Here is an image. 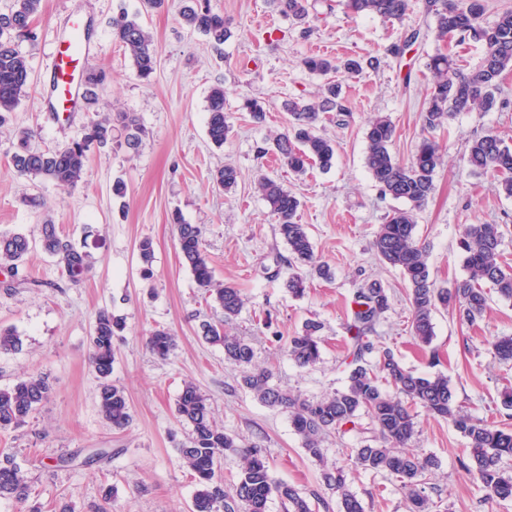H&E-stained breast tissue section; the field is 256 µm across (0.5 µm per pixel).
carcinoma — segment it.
Returning a JSON list of instances; mask_svg holds the SVG:
<instances>
[{
	"instance_id": "carcinoma-1",
	"label": "carcinoma",
	"mask_w": 512,
	"mask_h": 512,
	"mask_svg": "<svg viewBox=\"0 0 512 512\" xmlns=\"http://www.w3.org/2000/svg\"><path fill=\"white\" fill-rule=\"evenodd\" d=\"M274 3L280 13L299 23L315 9L314 0H274ZM40 5L41 0H15L9 12L0 13V128L8 123L9 115L26 96L31 84L30 70L16 39L33 36L30 25ZM346 7L356 14L398 20L409 11L411 3L410 0H346ZM425 8L434 18L436 39L444 45L427 64L431 86L423 113L425 128L441 129L460 112H493L504 108L506 101L500 94L503 74L512 71V10L501 12L487 24L482 22L486 11L484 0H425ZM181 18L189 30L209 36L217 45L224 43L228 21L208 5L190 0V4L182 7ZM112 35L131 57L137 76L150 80L158 55L152 35L125 13L113 21ZM466 41H476L484 47L480 64L469 72L462 69L452 52V48ZM304 65L322 76L342 70L347 77L356 79L364 71L355 59L338 64L322 55L306 57ZM110 81L111 75L104 69L88 71L84 97L87 108L97 105L98 90ZM285 107L289 128L272 140L281 166L297 176L314 166L323 170L331 168L336 146L317 134V125L328 112L346 111L341 86L330 81L318 100L296 98ZM242 110L257 124L265 120L264 106L257 99L244 100ZM207 112L208 138L221 148L231 132L224 112L223 87L218 85L211 90ZM144 135L140 118L131 112H120L115 117L108 114L93 120L85 126L80 138L52 150L33 147L31 132L17 129L14 137L18 150L11 162L23 176L49 180L71 191L83 181L91 148L121 140L127 150L136 153ZM393 136L394 126L388 117L376 115L369 119L366 166L383 195L407 204L406 208L393 211L380 225L372 249L379 261L399 269L406 279L413 336L429 345L434 337L433 315L438 308L452 306L458 311L460 321L472 324L489 307L487 289L512 300V266L502 259V225L465 224L457 245L467 276L449 288L437 284L425 251L416 240L415 215L434 191V178L443 163L442 149L435 140L425 138L414 157L404 164L391 150ZM467 162L476 171L493 172L494 191L512 198V145L496 134L486 133L472 141ZM238 175L235 166L226 164L216 170L213 179L219 187L229 191L237 184ZM257 190L276 219L279 235L288 244L292 255L288 269H293L297 262L310 266L322 279L331 278L330 267L314 256L306 226L295 221L300 205L297 196L269 177L258 180ZM173 224L183 263L198 287L205 289L224 312L222 321L200 323L204 342L223 348L224 359L240 369L243 387L262 403L288 412L306 454L321 467L324 488L340 497L343 512H364V509L349 490L347 473L328 465L320 443L328 433L354 422L360 413L370 418L375 439L372 444L351 449L353 467L396 477L406 491L410 512H428L429 501L421 494L419 486L433 480L438 463L432 456H419L405 450L415 434L414 404L434 416L451 420L467 439L464 467L479 480L487 498L512 500V474L504 468V459L512 458V429L461 413L447 377L410 370L391 349L375 346L376 327L391 306L390 294L380 282L365 284L353 301L349 326L352 336L344 358L349 371L344 388L310 401L271 385L269 372L253 363L252 342L224 331V324L238 316L244 306L241 291L214 281L198 225L184 224L177 216ZM41 245L55 258L70 283L79 284L90 273V252L60 235L55 225H42ZM30 248L31 241L23 233L0 234V266L18 268ZM122 330V318L104 308L96 313L90 364L101 379L100 412L116 429L125 428L131 419L124 390L110 380L115 359L112 339ZM320 330V323L308 321L284 345V352L299 367H312L320 359ZM22 345L15 330L0 328L1 352L19 351ZM146 345L154 356L165 360L175 348L176 339L170 331L158 328L149 334ZM491 347L499 360L512 362V336L497 338ZM374 352L377 353L375 361L367 360L366 356ZM49 392L46 380L34 375L0 387V431L8 432L24 425ZM176 411L188 428L187 441L179 448V454L196 483L192 512H269V503L274 498L280 502L282 512H311L310 503L302 492L273 478L261 449L245 447L224 433V427L213 417L209 398L196 386L191 383L183 386ZM229 453L239 458L241 467L237 481L226 488L220 470L221 461ZM0 497L13 498L19 503L27 502L30 497L26 472L8 455L0 458Z\"/></svg>"
}]
</instances>
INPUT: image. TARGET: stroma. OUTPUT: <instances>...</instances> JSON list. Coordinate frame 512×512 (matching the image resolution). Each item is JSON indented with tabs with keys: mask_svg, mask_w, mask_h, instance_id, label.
I'll return each mask as SVG.
<instances>
[{
	"mask_svg": "<svg viewBox=\"0 0 512 512\" xmlns=\"http://www.w3.org/2000/svg\"><path fill=\"white\" fill-rule=\"evenodd\" d=\"M209 5L229 21L230 35L220 46L184 26L183 0H169L158 12L145 10L142 0H41L33 38L19 44L33 84L9 126L0 129V234L25 233L31 250L17 272L0 268V284H13L8 291L0 287V327L13 328L23 341L21 351L0 353V387L39 374L47 377L51 392L22 427L0 433V456H12L27 472L29 504L40 505L42 512L63 507L98 512L105 505L112 512H190L196 485L179 458L188 429L176 413L187 382L209 397L225 433L263 449L275 480L306 496L322 488L320 467L305 453L287 412L242 388L240 371L225 361L223 349L201 339L200 322L219 320L223 313L181 262L172 223L176 214L201 227L215 280L241 290L245 304L226 330L251 340L254 363L271 370L273 384L308 400L343 389L352 301L358 288L376 280L391 296L377 326L381 344L418 373L447 375L462 413L512 427V408L501 400L503 388L512 387V363L500 362L489 347L494 337L512 335V300L492 298L472 326L454 311L439 309L431 345H416L409 286L372 250L380 224L401 203L381 194L365 165L366 124L374 114L388 116L395 126L392 151L404 162L425 136L427 62L438 46L425 0H413L400 20L354 16L344 0H322L317 15L302 25L281 15L273 0H209ZM75 11L94 18L98 48L90 66L109 71L112 81L99 93L98 111L55 120L44 109L40 81L51 65L54 34ZM123 11L138 15L157 44L150 81L137 77L131 58L112 38V19ZM415 29L419 40L394 55L399 35ZM313 54L374 57L379 64L344 81L345 125H337L332 112L318 125L320 134L336 141L333 166L298 177L258 150L270 135L287 129L285 101L320 92L324 76L303 65ZM217 85L224 88L232 126L220 148L207 135V98ZM501 88L506 108L460 113L449 129L433 134L444 163L434 193L416 213L415 235L443 286L466 275L457 247L463 225H502L501 249L512 263V199L496 194L490 176L472 172L466 161L470 143L483 134H498L512 144V72L504 74ZM247 98L262 101L263 124L242 110ZM101 111L137 113L146 131L138 152L112 144L93 148L84 181L72 191L13 168V128L34 129V146L51 150L80 137ZM227 163L239 171L237 184L228 192L216 190L212 174ZM263 176L300 198L296 220L306 225L315 255L331 268L328 280L307 275L300 298L285 286L290 252L256 189ZM118 179L127 186L121 201L112 194ZM30 195L43 197L46 209L26 206L23 199ZM47 220L62 236L87 244L94 264L80 284H70L43 250L41 226ZM146 238L154 250L147 280L138 251ZM103 308L126 325L113 339L111 379L124 389L131 413L128 427L120 430L99 413V381L89 366L93 321ZM308 321L322 325L321 359L301 368L284 354L282 340ZM159 327L176 336L164 361L146 347L149 332ZM413 414L416 431L408 450L439 463L433 486L424 489L430 512H512V500L485 501L479 483L461 465L467 440L450 421L419 406ZM373 436L370 420L361 415L326 435L321 446L328 461L350 470L349 487L365 512H407L395 477L352 468L351 449ZM29 504L0 498V512H27Z\"/></svg>",
	"mask_w": 512,
	"mask_h": 512,
	"instance_id": "stroma-1",
	"label": "stroma"
}]
</instances>
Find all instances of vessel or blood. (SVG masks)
Segmentation results:
<instances>
[{
    "label": "vessel or blood",
    "mask_w": 512,
    "mask_h": 512,
    "mask_svg": "<svg viewBox=\"0 0 512 512\" xmlns=\"http://www.w3.org/2000/svg\"><path fill=\"white\" fill-rule=\"evenodd\" d=\"M56 57L47 73V94L44 105L47 112H72L82 103L86 91L85 61L94 54L90 39L85 34L81 18L70 17L55 38Z\"/></svg>",
    "instance_id": "obj_1"
}]
</instances>
